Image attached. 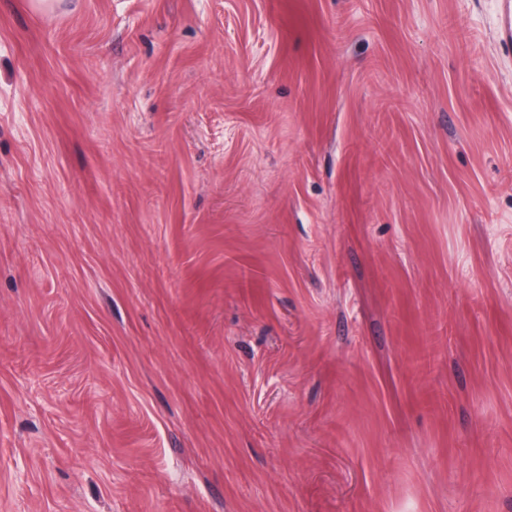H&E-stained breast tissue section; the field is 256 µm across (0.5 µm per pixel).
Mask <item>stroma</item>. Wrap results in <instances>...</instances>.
<instances>
[{"instance_id": "35a3bbf8", "label": "stroma", "mask_w": 512, "mask_h": 512, "mask_svg": "<svg viewBox=\"0 0 512 512\" xmlns=\"http://www.w3.org/2000/svg\"><path fill=\"white\" fill-rule=\"evenodd\" d=\"M500 0H0V512H512Z\"/></svg>"}]
</instances>
